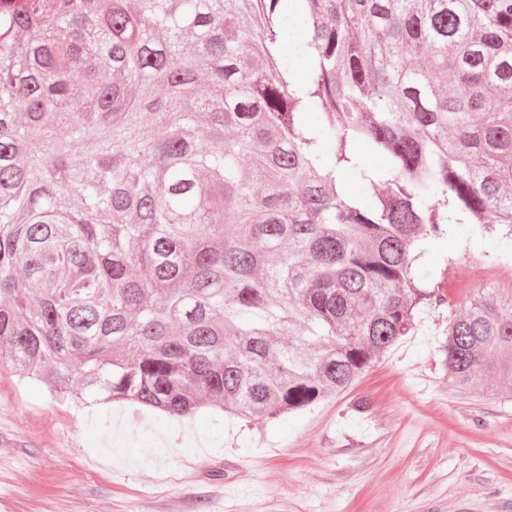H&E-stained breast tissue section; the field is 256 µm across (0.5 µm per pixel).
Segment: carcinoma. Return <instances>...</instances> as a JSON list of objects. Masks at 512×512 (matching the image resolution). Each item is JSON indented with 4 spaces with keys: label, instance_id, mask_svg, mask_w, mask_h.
Segmentation results:
<instances>
[{
    "label": "carcinoma",
    "instance_id": "cac0c4a2",
    "mask_svg": "<svg viewBox=\"0 0 512 512\" xmlns=\"http://www.w3.org/2000/svg\"><path fill=\"white\" fill-rule=\"evenodd\" d=\"M302 3L298 81L282 0H0L1 360L177 421L299 413L445 303L427 241L512 236V0ZM441 352L511 390L512 299ZM287 39V52L285 54L288 56V64L291 67V71L297 78H303L306 68L307 61L301 52V44L304 40V29H300L292 33L290 38L288 37V32L285 35Z\"/></svg>",
    "mask_w": 512,
    "mask_h": 512
}]
</instances>
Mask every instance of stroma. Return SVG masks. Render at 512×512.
<instances>
[{
  "mask_svg": "<svg viewBox=\"0 0 512 512\" xmlns=\"http://www.w3.org/2000/svg\"><path fill=\"white\" fill-rule=\"evenodd\" d=\"M419 270L447 299L422 329L271 422L92 410L0 363V512H512V392L455 388L439 353L479 292L512 297V238L450 225ZM361 396L365 422L348 411Z\"/></svg>",
  "mask_w": 512,
  "mask_h": 512,
  "instance_id": "35a3bbf8",
  "label": "stroma"
}]
</instances>
